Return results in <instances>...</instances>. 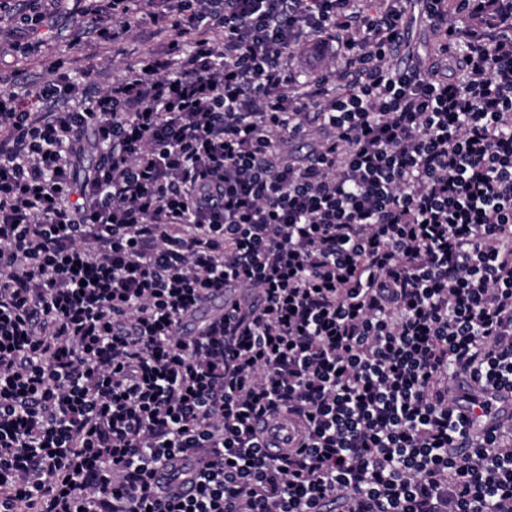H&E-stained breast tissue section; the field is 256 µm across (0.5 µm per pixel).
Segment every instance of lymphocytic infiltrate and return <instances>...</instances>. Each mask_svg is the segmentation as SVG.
<instances>
[{
	"label": "lymphocytic infiltrate",
	"mask_w": 512,
	"mask_h": 512,
	"mask_svg": "<svg viewBox=\"0 0 512 512\" xmlns=\"http://www.w3.org/2000/svg\"><path fill=\"white\" fill-rule=\"evenodd\" d=\"M411 2L88 0L167 42L0 94V512H512V437L448 399L512 394V0H425L439 52L394 69ZM228 288L260 307L178 335ZM266 446L274 453V448H288V439L295 435V431L288 418L276 422L260 421ZM276 446V447H273ZM200 467V458L194 455H186L181 458L174 466L178 475L177 485L174 490L179 495L187 494L192 485L193 474Z\"/></svg>",
	"instance_id": "f902f5d3"
}]
</instances>
